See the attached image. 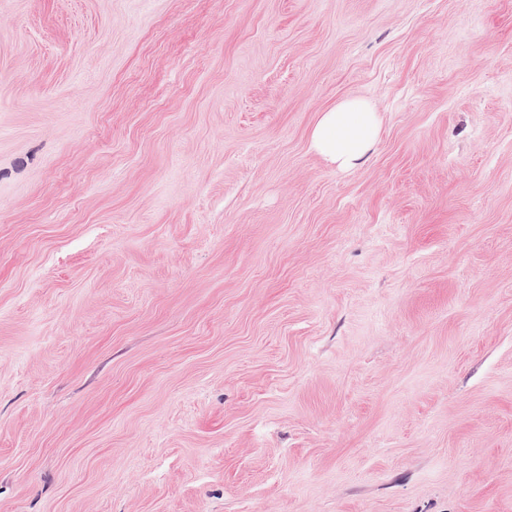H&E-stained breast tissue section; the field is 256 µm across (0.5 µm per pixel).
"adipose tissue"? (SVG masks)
Listing matches in <instances>:
<instances>
[{"mask_svg":"<svg viewBox=\"0 0 512 512\" xmlns=\"http://www.w3.org/2000/svg\"><path fill=\"white\" fill-rule=\"evenodd\" d=\"M382 118L371 100L345 97L320 112L309 133L310 150L341 171L364 162L375 147Z\"/></svg>","mask_w":512,"mask_h":512,"instance_id":"ef3b65f1","label":"adipose tissue"}]
</instances>
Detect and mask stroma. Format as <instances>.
<instances>
[{"instance_id":"stroma-1","label":"stroma","mask_w":512,"mask_h":512,"mask_svg":"<svg viewBox=\"0 0 512 512\" xmlns=\"http://www.w3.org/2000/svg\"><path fill=\"white\" fill-rule=\"evenodd\" d=\"M0 512H512V0H0ZM382 118L371 100L345 97L320 112L309 133L310 150L337 170L364 162L378 142Z\"/></svg>"}]
</instances>
